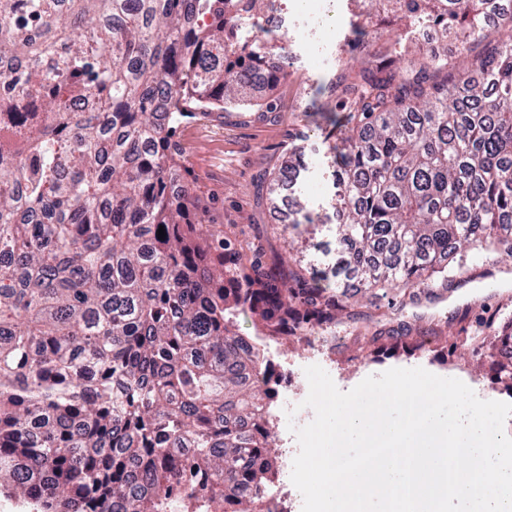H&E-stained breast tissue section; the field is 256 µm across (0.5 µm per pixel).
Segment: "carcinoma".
I'll return each instance as SVG.
<instances>
[{"mask_svg": "<svg viewBox=\"0 0 512 512\" xmlns=\"http://www.w3.org/2000/svg\"><path fill=\"white\" fill-rule=\"evenodd\" d=\"M409 18L339 93L335 273L393 306L469 254L512 258V24L503 0H367ZM265 0H0V494L33 512H276L265 355L355 321L330 278L185 217L174 129L286 76L239 26ZM473 56H418L420 22ZM193 73L192 82L185 81ZM86 98L91 108L72 101ZM164 227L166 236L158 239ZM293 278L297 287L286 288ZM512 376V326L495 337Z\"/></svg>", "mask_w": 512, "mask_h": 512, "instance_id": "cac0c4a2", "label": "carcinoma"}]
</instances>
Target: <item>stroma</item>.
<instances>
[{"label": "stroma", "mask_w": 512, "mask_h": 512, "mask_svg": "<svg viewBox=\"0 0 512 512\" xmlns=\"http://www.w3.org/2000/svg\"><path fill=\"white\" fill-rule=\"evenodd\" d=\"M331 47L325 56L311 55L298 38H291L288 76L272 91L258 92V103L214 111L187 119L174 133L171 149L184 181L199 201L205 223L223 229L233 240L260 238L290 267L334 263L338 246L332 233L295 235L288 201L301 199L326 223L336 221L332 208L336 189L325 174L334 142L332 124L341 108L336 97L314 99L317 85L336 73L356 74L372 56L387 47L386 29H375L360 49L350 50L355 33L353 0H332ZM295 169L297 179L288 200L270 207L256 189L279 166ZM357 330L333 329L336 344L317 363L341 391L391 368L421 367L469 387L494 386L499 401L512 403V378L496 376L493 338L512 323V260L496 254L475 258L464 287L440 300H420L394 311L386 301L359 297L352 308ZM396 332V339L375 349L371 335ZM447 367H440V359Z\"/></svg>", "instance_id": "35a3bbf8"}]
</instances>
